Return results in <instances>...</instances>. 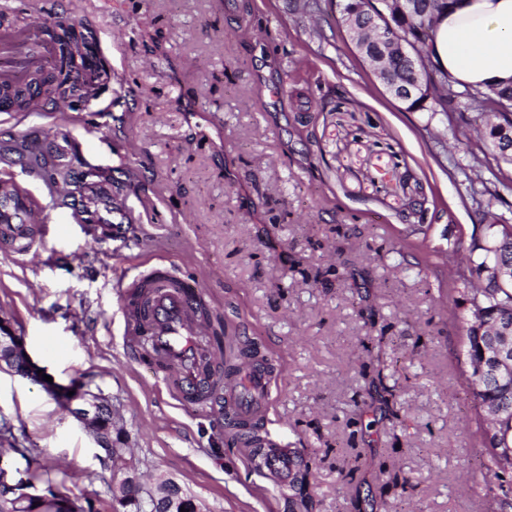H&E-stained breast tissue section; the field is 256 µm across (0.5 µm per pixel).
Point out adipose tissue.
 Segmentation results:
<instances>
[{
	"instance_id": "adipose-tissue-1",
	"label": "adipose tissue",
	"mask_w": 512,
	"mask_h": 512,
	"mask_svg": "<svg viewBox=\"0 0 512 512\" xmlns=\"http://www.w3.org/2000/svg\"><path fill=\"white\" fill-rule=\"evenodd\" d=\"M429 50L453 87L512 84V0H453Z\"/></svg>"
}]
</instances>
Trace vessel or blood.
<instances>
[{"label": "vessel or blood", "instance_id": "obj_1", "mask_svg": "<svg viewBox=\"0 0 512 512\" xmlns=\"http://www.w3.org/2000/svg\"><path fill=\"white\" fill-rule=\"evenodd\" d=\"M53 32V26L44 22L19 30L22 45L10 51L0 41V56L10 51L14 54L15 68L36 67L41 58L55 53ZM45 186L55 208L81 216L85 223L111 230L113 216L120 207L113 203L107 186L97 181L87 183L77 208L70 205V182L49 179ZM45 222L37 204L25 193L0 192V238L7 240L16 253L23 255L34 247ZM148 277L152 281L149 315L144 319L129 318L128 349L134 352L139 343H146L147 357L167 369L168 376L163 383L177 400L197 402L211 394L223 393L225 412L240 427H248L269 405L272 367L262 357L248 355L240 357L235 364L237 382H230L222 374H206L204 364L219 365L223 358L204 341L207 327L194 312L195 284L168 269H153ZM296 464L297 457L288 448L270 453L262 462L267 473L283 484L293 478Z\"/></svg>", "mask_w": 512, "mask_h": 512}]
</instances>
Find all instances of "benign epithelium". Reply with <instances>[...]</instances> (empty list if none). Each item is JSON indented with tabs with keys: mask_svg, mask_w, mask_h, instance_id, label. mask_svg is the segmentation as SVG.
<instances>
[{
	"mask_svg": "<svg viewBox=\"0 0 512 512\" xmlns=\"http://www.w3.org/2000/svg\"><path fill=\"white\" fill-rule=\"evenodd\" d=\"M388 19L382 11L364 24V19L354 14L342 18V27L357 50L358 55L367 61L376 78L393 97L405 93L415 96L418 91H426L420 83L408 86L399 78V64L409 61L414 68L421 65V57L416 53L412 42L394 39L385 35L384 20ZM41 366L30 355L22 337L16 335L10 325L0 319V372L18 375L33 383L44 386L59 401L65 404L69 414L78 422L87 426L94 435L97 445H103V437H112V425L97 418L98 410L111 405L88 388H74L72 384L49 383L38 373ZM25 478L19 469L10 462L0 459V501L11 494H23L36 498L41 512H72L73 502H65L59 497L47 493H32L24 488Z\"/></svg>",
	"mask_w": 512,
	"mask_h": 512,
	"instance_id": "7a95c632",
	"label": "benign epithelium"
}]
</instances>
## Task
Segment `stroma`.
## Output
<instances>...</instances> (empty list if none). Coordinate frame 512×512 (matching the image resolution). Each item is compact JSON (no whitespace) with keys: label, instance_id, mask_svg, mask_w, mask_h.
Segmentation results:
<instances>
[{"label":"stroma","instance_id":"obj_1","mask_svg":"<svg viewBox=\"0 0 512 512\" xmlns=\"http://www.w3.org/2000/svg\"><path fill=\"white\" fill-rule=\"evenodd\" d=\"M0 0V29L81 9L99 85L0 111V149L57 142L81 192L124 209L115 234L49 222L0 243V319L56 382L112 405V460L38 384L0 373V449L86 512L126 477L175 481L202 512H494L467 491L487 457L456 370L457 259L481 211L512 224V167L479 110L408 111L341 27L339 0ZM158 266L199 286L233 342L277 367L264 432L308 464L257 470L208 400L179 405L125 346L114 288Z\"/></svg>","mask_w":512,"mask_h":512}]
</instances>
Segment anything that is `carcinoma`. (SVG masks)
<instances>
[{"label":"carcinoma","instance_id":"cac0c4a2","mask_svg":"<svg viewBox=\"0 0 512 512\" xmlns=\"http://www.w3.org/2000/svg\"><path fill=\"white\" fill-rule=\"evenodd\" d=\"M447 9L448 0H419V8L415 11L391 19L390 34L415 41L425 52L428 43L433 41L436 21ZM76 38L73 27H62V34L57 36L58 56L52 70L35 75L38 86L43 88L46 99L50 101L61 94L75 95L80 92L76 74L85 68V61L83 55L71 50ZM431 68L429 62L417 71L405 66L401 70V78L408 83L418 80L429 83ZM460 96L481 101L486 114L492 119L500 115L504 122H509L512 85L490 87L484 92L470 88L458 92L445 86L441 80L432 98L425 101L421 96L416 97L405 102V105L406 109L413 111L425 110L430 105L446 112ZM482 137L497 152V160L512 166V141L502 143L496 127L489 122ZM511 239L512 224H488L484 239H474L467 246L461 239L454 242L455 252L466 248L467 268V271L459 273L464 287L457 289L461 298L456 300V305L464 309L459 316L462 336L457 369L476 402L477 431L488 458V469L498 480L497 485L487 484L485 488L494 501L509 505H512V370L506 366L494 367L484 359V352L501 348L512 360V277L500 283L488 281L477 287L469 275H481L489 264L512 270ZM111 494L112 499L124 509L164 512L162 503L154 502L150 495L142 496L141 487L130 480L120 483L111 490Z\"/></svg>","mask_w":512,"mask_h":512}]
</instances>
